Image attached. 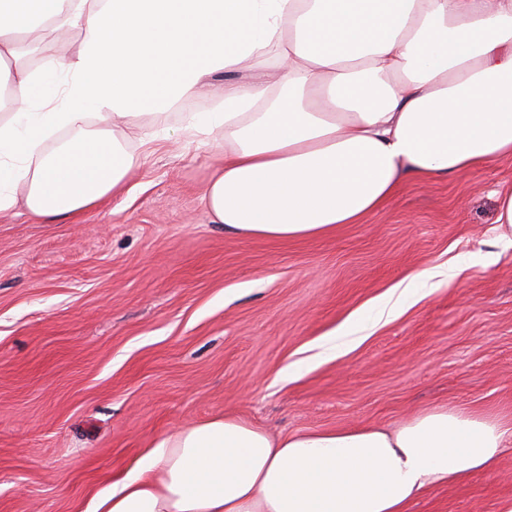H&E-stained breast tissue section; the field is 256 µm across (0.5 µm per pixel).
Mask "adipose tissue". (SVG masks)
<instances>
[{"instance_id":"ef3b65f1","label":"adipose tissue","mask_w":512,"mask_h":512,"mask_svg":"<svg viewBox=\"0 0 512 512\" xmlns=\"http://www.w3.org/2000/svg\"><path fill=\"white\" fill-rule=\"evenodd\" d=\"M68 28L76 52L19 64L22 39ZM268 56L263 79L235 80ZM219 72L222 109L185 129L223 132L201 201L240 237H325L406 175L512 157V0H0V220L121 191L136 157L113 124L164 119ZM511 440L512 417L450 405L284 435L227 413L156 438L89 512H406Z\"/></svg>"}]
</instances>
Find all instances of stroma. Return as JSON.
Instances as JSON below:
<instances>
[{
  "mask_svg": "<svg viewBox=\"0 0 512 512\" xmlns=\"http://www.w3.org/2000/svg\"><path fill=\"white\" fill-rule=\"evenodd\" d=\"M185 117L129 118L137 163L99 207L0 221V512H86L153 439L227 411L274 433L442 404L512 415V247L493 232L512 158L407 177L365 223L270 242L212 223L200 197L224 138L201 144ZM427 267L436 287L334 344ZM408 512H512V445Z\"/></svg>",
  "mask_w": 512,
  "mask_h": 512,
  "instance_id": "35a3bbf8",
  "label": "stroma"
}]
</instances>
